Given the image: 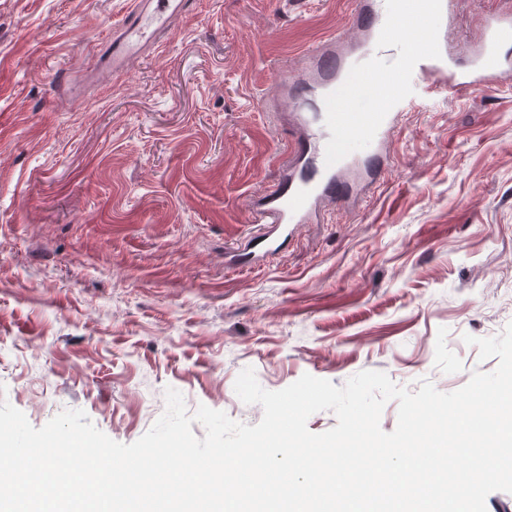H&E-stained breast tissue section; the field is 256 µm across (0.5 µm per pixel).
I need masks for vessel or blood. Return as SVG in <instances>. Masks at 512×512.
<instances>
[{
	"mask_svg": "<svg viewBox=\"0 0 512 512\" xmlns=\"http://www.w3.org/2000/svg\"><path fill=\"white\" fill-rule=\"evenodd\" d=\"M187 6V0H136L124 22L112 35V71L121 73L157 36L169 32ZM396 18L382 23L363 0L360 21L377 42L389 45L398 27H408L411 39L398 61L363 70L351 82H341L336 65L335 40L315 44L308 53L323 71L320 90L339 92L338 108L320 113L318 121L297 114L298 134L285 167L272 189L263 193L253 210L267 234L291 224H305L328 200L346 197L351 189L343 179L348 143L360 137H385L395 127L411 85L423 79L441 93H467L488 89L512 76V58L498 47L512 39V16L492 15L485 22L473 60L465 66L451 56L448 33L455 25V0H396ZM377 100L372 111L360 112L356 103L364 92Z\"/></svg>",
	"mask_w": 512,
	"mask_h": 512,
	"instance_id": "vessel-or-blood-1",
	"label": "vessel or blood"
}]
</instances>
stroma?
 I'll return each mask as SVG.
<instances>
[{
    "label": "stroma",
    "instance_id": "1",
    "mask_svg": "<svg viewBox=\"0 0 512 512\" xmlns=\"http://www.w3.org/2000/svg\"><path fill=\"white\" fill-rule=\"evenodd\" d=\"M173 30L112 77L101 52L134 0H0V400L36 428L83 410L138 440L165 391L256 425L239 373L278 391L364 370L450 393L497 359L464 335L512 322V78L411 92L365 197L328 204L248 269L226 249L258 230L316 42L359 43L356 0H189ZM459 0L467 60L482 14ZM81 82L59 96L55 75ZM293 97L278 102V82Z\"/></svg>",
    "mask_w": 512,
    "mask_h": 512
}]
</instances>
